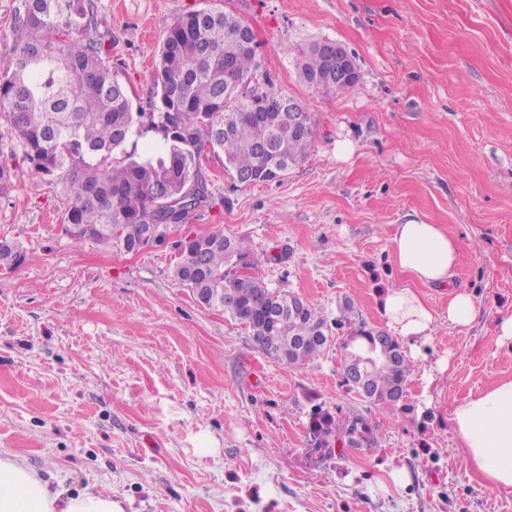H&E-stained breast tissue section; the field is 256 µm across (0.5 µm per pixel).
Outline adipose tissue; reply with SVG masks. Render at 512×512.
<instances>
[{
  "label": "adipose tissue",
  "mask_w": 512,
  "mask_h": 512,
  "mask_svg": "<svg viewBox=\"0 0 512 512\" xmlns=\"http://www.w3.org/2000/svg\"><path fill=\"white\" fill-rule=\"evenodd\" d=\"M395 265L418 285L448 286L459 262V248L438 224H399L392 236ZM388 333L412 351L433 341L436 318L416 288L388 289L380 302ZM466 458L489 486L512 490V380L497 383L464 399L450 414ZM0 512H125L112 496L72 494L51 489L36 470L19 465L0 450Z\"/></svg>",
  "instance_id": "ef3b65f1"
}]
</instances>
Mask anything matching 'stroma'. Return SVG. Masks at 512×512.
Listing matches in <instances>:
<instances>
[{"instance_id": "obj_1", "label": "stroma", "mask_w": 512, "mask_h": 512, "mask_svg": "<svg viewBox=\"0 0 512 512\" xmlns=\"http://www.w3.org/2000/svg\"><path fill=\"white\" fill-rule=\"evenodd\" d=\"M211 0H94L95 38L151 125L165 35ZM256 35L261 69L315 120L308 158L282 180L242 186L206 153L210 196L163 242L124 253L66 231L60 177L35 175L0 119V239L27 261L0 270V448L72 493H109L126 512H512L467 466L453 406L512 379L496 322L512 314V0H223ZM342 43L350 94L301 82L295 61ZM350 144L340 158L336 146ZM442 225L460 260L452 282L479 316L448 322V292L418 285L392 259V229ZM223 229L243 240L273 288L343 318L313 362L258 349L223 310L173 278L178 243ZM285 253L283 262L272 255ZM417 288L436 316L431 345L409 354L403 398L381 409L342 382L347 337L383 329L392 287ZM349 313H341L344 302ZM362 415L373 442L325 456L315 408ZM214 448L197 449L200 435Z\"/></svg>"}]
</instances>
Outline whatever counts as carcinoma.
<instances>
[{
    "instance_id": "carcinoma-1",
    "label": "carcinoma",
    "mask_w": 512,
    "mask_h": 512,
    "mask_svg": "<svg viewBox=\"0 0 512 512\" xmlns=\"http://www.w3.org/2000/svg\"><path fill=\"white\" fill-rule=\"evenodd\" d=\"M96 19L93 0H23L14 18L15 37L0 56V113L7 131L25 147L24 160L41 177L62 174L69 199L66 231L86 241L118 247L123 236L135 243L145 224H165L172 214L157 205L167 190L194 185L181 205L179 223L208 197L202 147L224 153V171L233 177L283 178L306 159L314 144V119L307 132L288 130L272 80L256 91L267 107L229 89L258 71L256 49L239 40L247 29L235 13L213 0L178 17L168 29L157 64L160 87L158 124L164 152L137 154L131 141L142 113L133 111L126 86L112 72L107 50L89 37ZM297 60L310 74L323 70L322 55L303 48ZM131 149H126V146ZM122 157L117 158L114 153ZM26 260L14 242L0 241V269L14 270ZM258 264L250 248L221 229L194 235L181 250L173 277L207 307L222 308L249 332L266 355L289 365L312 362L333 336L322 312L299 294L270 288L250 273ZM342 369L357 363L363 372L344 384L365 388L368 402L395 403L410 367L399 343L381 330H362L343 344ZM309 433L317 448H361L372 440L363 417L340 419L320 407Z\"/></svg>"
}]
</instances>
